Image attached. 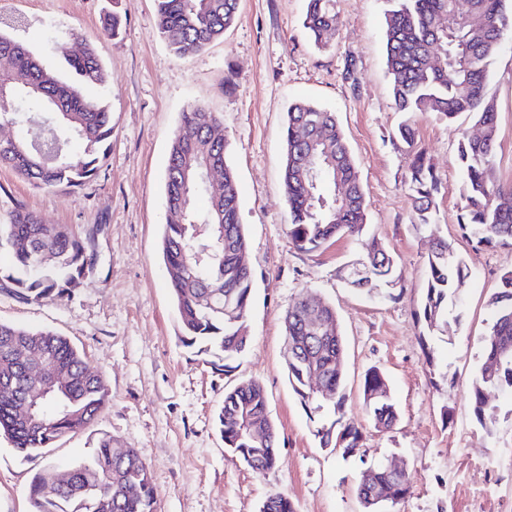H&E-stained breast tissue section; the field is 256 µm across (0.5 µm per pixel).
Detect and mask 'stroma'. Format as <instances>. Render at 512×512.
I'll list each match as a JSON object with an SVG mask.
<instances>
[{"label":"stroma","mask_w":512,"mask_h":512,"mask_svg":"<svg viewBox=\"0 0 512 512\" xmlns=\"http://www.w3.org/2000/svg\"><path fill=\"white\" fill-rule=\"evenodd\" d=\"M117 11V37L101 18ZM306 0H240L236 23L195 55L180 58L155 34L154 0H0V32L56 64L91 44L106 84L87 88L112 106V137L93 180L40 190L0 167V219L16 207L49 224H98L100 264L70 295L24 301L0 287V322L66 336L107 388L103 412L46 455L23 458L0 437V512H29L35 473L88 460L101 439L135 449L150 467L157 512H260L283 493L295 512H363L356 483L369 467L406 465L410 490L389 512H512V393L488 394L493 429L472 412L487 301L512 248L474 250L457 217L463 205L456 148L476 134L470 115L415 119L418 139L442 181L430 225L412 218L409 157L392 134L395 108L386 66L384 0H335L338 25L317 49L303 27ZM487 96L497 112L493 175L512 184V32L490 68ZM297 100L335 112L359 163L368 227L315 252L288 235L282 184L285 114ZM219 114L231 145L247 260L254 276L246 352L211 364L180 340L161 250L164 176L182 112ZM448 239L470 267L463 301L448 306L447 334L418 320L426 260ZM396 259L395 282L366 294L342 275L368 239ZM333 306L346 348L344 416L364 435L354 455L321 445L328 412L305 408L284 362L285 311L302 294ZM383 372L399 420L376 430L362 402L365 372ZM259 381L278 431L281 464L258 475L224 446L217 413L225 389Z\"/></svg>","instance_id":"obj_1"}]
</instances>
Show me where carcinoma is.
<instances>
[{
    "label": "carcinoma",
    "instance_id": "obj_1",
    "mask_svg": "<svg viewBox=\"0 0 512 512\" xmlns=\"http://www.w3.org/2000/svg\"><path fill=\"white\" fill-rule=\"evenodd\" d=\"M386 65L398 111L408 117L396 136L411 153L407 175L415 219L430 223L441 180L426 149L416 138L414 117L432 112L452 120L461 114L475 119L480 134L464 135L458 142L457 161L463 174L464 205L459 226L476 248L512 246V187L491 180L496 151L497 112L486 98L488 69L504 35L512 31V0H467L464 10L457 0H386ZM156 32L173 53L187 57L223 37L237 20L238 0H156ZM336 27L334 0H307L304 28L317 47ZM109 78L95 50L67 57L53 66L28 46L0 33V86H11L33 111H57L56 138L62 158L42 165L21 151L41 139L20 136L11 149L0 146V166H8L37 188H75L91 181L101 153L112 135L108 106L87 98L83 90ZM220 119L201 106L182 113L174 133L165 176L166 207L176 217L163 225L162 253L169 288L177 307L181 342L200 354L219 360L240 354L249 346L247 318L252 299L253 274L241 262L247 237L240 218L236 177L228 161L229 144L213 137ZM78 149L71 148L72 141ZM282 183L289 209L288 235L297 249L311 252L343 236L360 235L367 226L365 192L354 158L336 115L309 102L288 109L284 131ZM224 171V193L216 195L199 176L206 161ZM208 193L199 210L195 197ZM8 250L11 263L0 266V283L25 301L61 298L79 287L92 273L93 230L71 224H45L38 214L20 207L0 221V252ZM366 255L348 270L354 286L393 282L394 258L373 239L365 242ZM427 286L422 306L428 330L448 331V300L462 295L468 271L453 244L440 238L433 243L426 263ZM488 306L493 318L483 337L484 363L472 383L471 405L483 425L493 422L486 407L488 390L512 391V269L503 272L499 288ZM288 344L308 363L288 361V380L305 406L333 411L328 427L317 430L333 438L326 445L355 453L363 447L362 434L344 419L343 391L345 346L339 331L315 339L308 322V303L298 300L285 316ZM37 347L67 378L50 389L24 399L36 389L21 356ZM85 362L70 341L53 331L0 322V384L13 388L0 394V435L26 457L38 455L61 437L91 424L105 404L103 379L84 375ZM315 372L327 395L311 392L306 381ZM363 403L374 427L392 429L399 413L376 368L363 380ZM29 408L28 420L19 411ZM224 447L248 468L262 474L280 464L278 434L267 409L264 387L242 382L224 392L217 414ZM264 427L261 442L252 429ZM54 470L35 474L29 488L30 512H99L102 501L112 500V512H156V493L149 465L134 451L121 458L110 438L100 440L88 462L71 467L69 488L49 496L45 487ZM134 484L138 493L124 494ZM387 487L404 499L409 492L406 474L394 477L385 468L364 470L356 494L365 512H384L391 505L371 495ZM260 512H294L285 494H274Z\"/></svg>",
    "mask_w": 512,
    "mask_h": 512
}]
</instances>
